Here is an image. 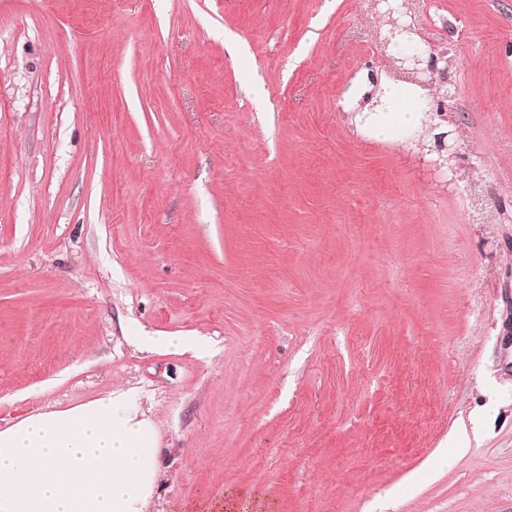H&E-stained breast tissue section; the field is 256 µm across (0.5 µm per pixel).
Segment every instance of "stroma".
<instances>
[{
  "instance_id": "35a3bbf8",
  "label": "stroma",
  "mask_w": 512,
  "mask_h": 512,
  "mask_svg": "<svg viewBox=\"0 0 512 512\" xmlns=\"http://www.w3.org/2000/svg\"><path fill=\"white\" fill-rule=\"evenodd\" d=\"M407 8L459 182L375 0H0V429L135 394L152 512H512V0ZM416 103L412 97L405 94V90L395 86L388 95L386 100L387 109L389 114H392L395 122L401 128H410L422 126L425 121L423 112H427L426 106L419 98H415ZM421 111H420V110ZM243 494L238 491H226L223 496L208 499L201 504V510L206 512H232L239 510V501Z\"/></svg>"
}]
</instances>
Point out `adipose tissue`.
Returning <instances> with one entry per match:
<instances>
[{"mask_svg": "<svg viewBox=\"0 0 512 512\" xmlns=\"http://www.w3.org/2000/svg\"><path fill=\"white\" fill-rule=\"evenodd\" d=\"M155 426L129 393L0 429V512H149Z\"/></svg>", "mask_w": 512, "mask_h": 512, "instance_id": "adipose-tissue-1", "label": "adipose tissue"}]
</instances>
